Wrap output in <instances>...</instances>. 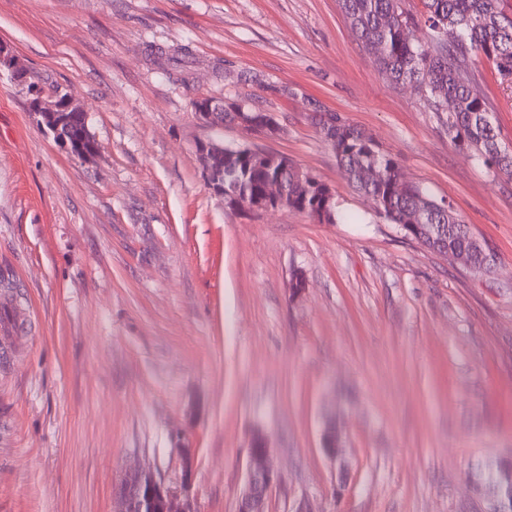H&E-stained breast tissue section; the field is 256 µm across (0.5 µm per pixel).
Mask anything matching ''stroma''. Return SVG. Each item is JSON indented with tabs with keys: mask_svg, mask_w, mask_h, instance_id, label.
I'll list each match as a JSON object with an SVG mask.
<instances>
[{
	"mask_svg": "<svg viewBox=\"0 0 512 512\" xmlns=\"http://www.w3.org/2000/svg\"><path fill=\"white\" fill-rule=\"evenodd\" d=\"M0 43L97 147L72 156L0 72V512H112L125 474L176 485L188 455L198 512H236L258 430L266 512H487L478 476L512 457V179L379 73L339 0H0ZM479 70L512 146V84ZM203 96L280 131L202 125ZM317 105L452 204L491 273L376 217ZM246 140L328 184L346 222L225 207L197 146ZM244 106L249 112H246L244 107L241 106L237 109L239 114L236 115L233 124L246 134L273 136L279 131V123L274 113L264 112L255 107H248L245 104Z\"/></svg>",
	"mask_w": 512,
	"mask_h": 512,
	"instance_id": "35a3bbf8",
	"label": "stroma"
}]
</instances>
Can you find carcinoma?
<instances>
[{"mask_svg": "<svg viewBox=\"0 0 512 512\" xmlns=\"http://www.w3.org/2000/svg\"><path fill=\"white\" fill-rule=\"evenodd\" d=\"M350 25L360 34L382 75L393 85H409L422 93L455 148L468 153L495 175L512 176V152L499 137L491 102L477 89L478 64L492 63L504 82L512 83V14L501 0H423L426 35L422 41L406 38L402 27L412 23L401 0H339ZM336 124L317 122L350 184L370 198L375 213L389 224H429L434 236L425 246L440 252L477 250L468 226L450 207L435 201L419 184L405 186L400 167L362 130L334 115ZM241 144L224 151V187L260 191L277 169L247 170ZM376 167L381 177L367 181L366 169ZM288 209L303 212L321 223L344 220L335 202H327L315 183L290 170Z\"/></svg>", "mask_w": 512, "mask_h": 512, "instance_id": "obj_1", "label": "carcinoma"}]
</instances>
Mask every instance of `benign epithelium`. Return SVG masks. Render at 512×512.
<instances>
[{"label": "benign epithelium", "instance_id": "1", "mask_svg": "<svg viewBox=\"0 0 512 512\" xmlns=\"http://www.w3.org/2000/svg\"><path fill=\"white\" fill-rule=\"evenodd\" d=\"M7 69L21 81L31 82L30 73L15 65L14 53L6 45L0 44V70ZM31 100L33 112L40 117L41 123L54 134L71 154L88 159L94 156L96 145L92 137L82 132L76 137H68L61 133L62 125L67 121V114L77 112L68 96L54 93L44 96L39 88L32 89ZM228 108V102L212 97L196 99L194 114L199 123L215 127L222 126V112ZM234 124L249 135L273 136L279 131V123L272 112H247L238 109ZM202 163V173L208 188L215 194L224 197L226 206L233 210L262 211L269 208L288 207V188L283 177L277 175L265 182L262 191L253 199L240 191L224 189V145L218 143H201L197 146ZM282 161V167L289 166L287 157H277L251 150L247 155L248 165L265 168L271 159ZM322 448L333 461H341L338 457V438L331 426H326L322 435ZM185 478L179 486H168L147 471H135L126 475L119 492L115 495L113 512H193L189 505L192 459L185 454ZM275 476L269 463L268 440L264 433H253L250 443V455L247 479L242 487L236 512H265L267 492L274 482Z\"/></svg>", "mask_w": 512, "mask_h": 512}]
</instances>
